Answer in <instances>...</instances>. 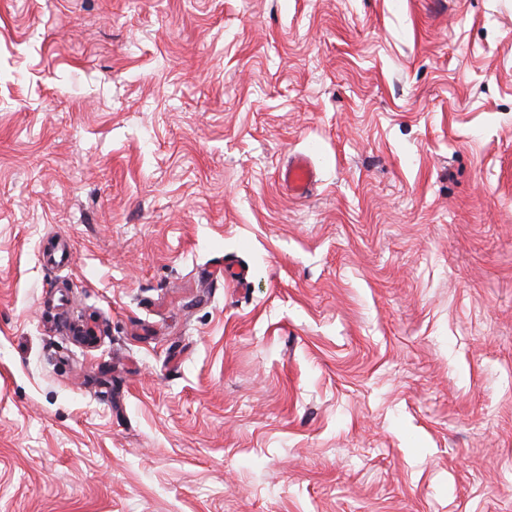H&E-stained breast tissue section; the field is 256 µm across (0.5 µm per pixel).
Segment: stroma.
<instances>
[{"label":"stroma","mask_w":512,"mask_h":512,"mask_svg":"<svg viewBox=\"0 0 512 512\" xmlns=\"http://www.w3.org/2000/svg\"><path fill=\"white\" fill-rule=\"evenodd\" d=\"M0 512H512V0H0ZM279 179L297 197H304L316 184L317 171L307 154H298L280 171Z\"/></svg>","instance_id":"stroma-1"}]
</instances>
